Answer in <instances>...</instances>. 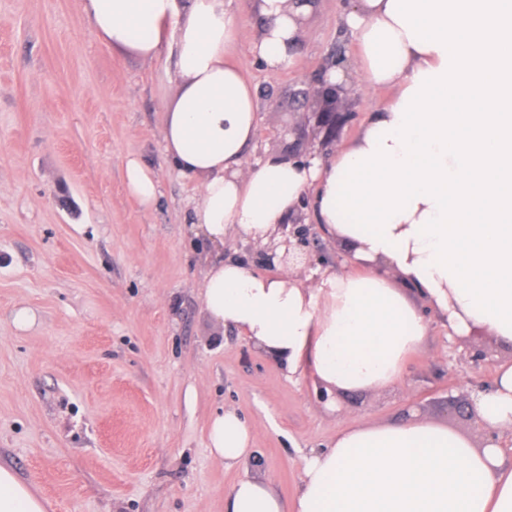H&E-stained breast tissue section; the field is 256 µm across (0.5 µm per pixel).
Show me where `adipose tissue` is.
Listing matches in <instances>:
<instances>
[{
  "instance_id": "adipose-tissue-1",
  "label": "adipose tissue",
  "mask_w": 512,
  "mask_h": 512,
  "mask_svg": "<svg viewBox=\"0 0 512 512\" xmlns=\"http://www.w3.org/2000/svg\"><path fill=\"white\" fill-rule=\"evenodd\" d=\"M262 27L247 50L274 73L293 65L309 0H253ZM103 44L143 62L169 60L175 81L161 125L164 152L191 181L190 222L223 245L227 232L264 241L301 202L347 243L354 271L313 282L288 268L262 275L217 257L201 300L286 370L325 390H377L400 381L424 344L414 288L457 336L512 345V0H352L360 74L391 86L361 134L307 165L267 155L247 166L256 92L228 59L236 16L224 0H80ZM128 192L151 207L158 182L136 157ZM499 440L474 449L421 420L343 426L307 458L299 492L247 474L253 432L234 410L215 415L208 448L242 469L224 512H512V361L479 394ZM43 498L0 464V512H45Z\"/></svg>"
}]
</instances>
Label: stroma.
<instances>
[{
	"mask_svg": "<svg viewBox=\"0 0 512 512\" xmlns=\"http://www.w3.org/2000/svg\"><path fill=\"white\" fill-rule=\"evenodd\" d=\"M294 67L269 73L247 45L259 28L251 0H224L240 20L231 60L255 87L258 135L245 162L270 153L327 158L301 93L325 84L336 55L346 71L345 145L392 90L359 85L350 0H311ZM174 77L108 47L79 0H0V463L49 512H224L241 476L210 453L207 426L234 409L254 434V471L285 498L306 457L348 421L394 424L409 412L485 437L455 412L512 359L491 337L449 335L416 298L429 331L401 382L324 393L206 314L200 292L216 248L187 224L191 182L166 159L162 112ZM155 171L160 194L144 209L125 188V158ZM310 225L312 255L351 271L349 250ZM31 325L14 322L20 309ZM482 350L484 361L473 362Z\"/></svg>",
	"mask_w": 512,
	"mask_h": 512,
	"instance_id": "35a3bbf8",
	"label": "stroma"
}]
</instances>
